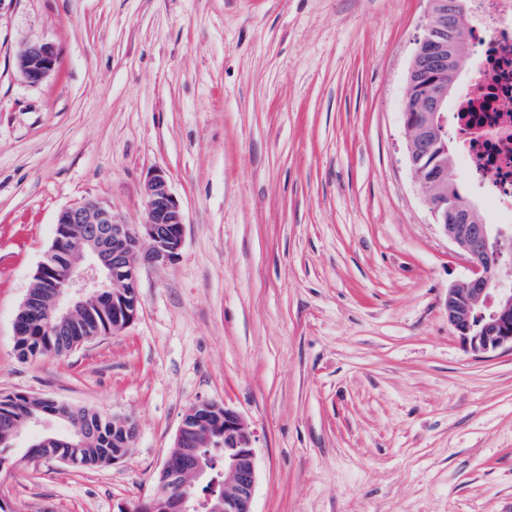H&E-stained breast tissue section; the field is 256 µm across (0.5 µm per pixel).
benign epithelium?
Segmentation results:
<instances>
[{"mask_svg": "<svg viewBox=\"0 0 512 512\" xmlns=\"http://www.w3.org/2000/svg\"><path fill=\"white\" fill-rule=\"evenodd\" d=\"M463 12L457 0H430V10L423 35L408 71V84L422 91L424 107L416 111L419 123L411 122V109H404L405 126L413 130L407 136V153L414 180L421 186L447 179V173L427 164L429 148L440 142L448 127L447 101L452 85L440 75L449 65L454 34L461 30ZM58 52L51 43L37 42L25 46L18 65L25 78L39 84L54 71ZM146 219L137 229L125 224L112 208L88 199L64 208L57 216L51 247L37 266L35 276L42 287L50 289V313L55 316L53 331L66 336L70 323L101 290L112 289V329L119 332L131 324L140 309L139 271L142 263L165 265L178 255L184 238V213L170 191L166 174L152 172L144 184ZM435 224L468 258L472 276L457 288L448 289V325L475 355H486L502 348L512 351V285H504L497 268L512 265V226L483 224L474 209L457 200L427 198ZM83 228L80 254L67 269H60L59 257L70 258L68 228ZM53 409L31 416L33 426L41 430L38 456L52 460L73 461L60 456L51 446L61 443L72 450L85 445L89 431L77 416L73 405L51 401ZM223 411L224 440L216 448L217 456L203 452L190 439L197 426L206 424L210 411ZM61 419L74 423L68 438H54V425ZM122 435L112 457L125 454L132 447L136 425L118 418ZM256 436L237 411L217 402L203 401L184 415L174 438L173 447L181 449L180 462L166 458L160 472L162 479L149 501L167 498V512H253L251 505L257 481ZM186 467L205 485L221 487L214 496L171 490L178 485L177 468Z\"/></svg>", "mask_w": 512, "mask_h": 512, "instance_id": "7a95c632", "label": "benign epithelium"}]
</instances>
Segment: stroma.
I'll list each match as a JSON object with an SVG mask.
<instances>
[{
  "label": "stroma",
  "instance_id": "35a3bbf8",
  "mask_svg": "<svg viewBox=\"0 0 512 512\" xmlns=\"http://www.w3.org/2000/svg\"><path fill=\"white\" fill-rule=\"evenodd\" d=\"M427 0H13L0 13V394L131 417L128 454L25 457L14 512L152 496L183 415L256 433L254 512H512V351L469 352L448 290L470 268L414 181L403 110ZM53 43L52 75L18 56ZM185 214L140 270L137 319L22 361L13 322L61 209ZM58 61V52L51 43L37 42L25 46L18 58V65L25 78L33 84H39L54 71Z\"/></svg>",
  "mask_w": 512,
  "mask_h": 512
}]
</instances>
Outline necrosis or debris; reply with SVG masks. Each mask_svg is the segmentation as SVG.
I'll return each mask as SVG.
<instances>
[{
	"label": "necrosis or debris",
	"instance_id": "necrosis-or-debris-1",
	"mask_svg": "<svg viewBox=\"0 0 512 512\" xmlns=\"http://www.w3.org/2000/svg\"><path fill=\"white\" fill-rule=\"evenodd\" d=\"M475 58L449 108L482 195L512 209V0H469Z\"/></svg>",
	"mask_w": 512,
	"mask_h": 512
}]
</instances>
